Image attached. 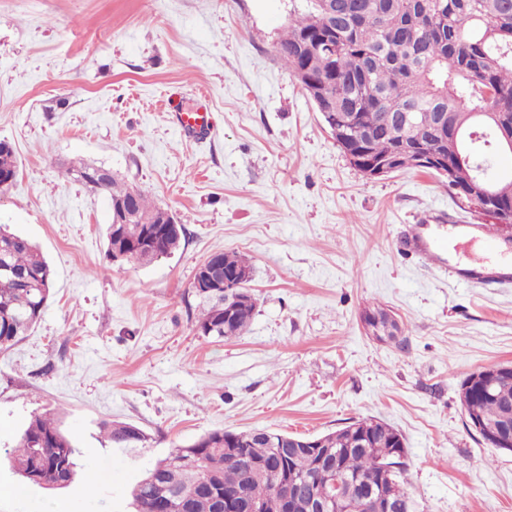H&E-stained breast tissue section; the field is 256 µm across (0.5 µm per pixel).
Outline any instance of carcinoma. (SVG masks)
I'll use <instances>...</instances> for the list:
<instances>
[{"label":"carcinoma","mask_w":512,"mask_h":512,"mask_svg":"<svg viewBox=\"0 0 512 512\" xmlns=\"http://www.w3.org/2000/svg\"><path fill=\"white\" fill-rule=\"evenodd\" d=\"M277 56L310 94L318 112L323 96L333 100L330 111L346 128L338 142L361 174L379 158L406 141L457 166L449 185L468 194L475 164L494 150L501 132L512 129V0H307V11L289 19L278 41ZM390 112L411 113L407 124L387 123ZM93 164L69 170L75 180L105 194L110 209L129 215V229H162L169 213L152 205L141 187L121 183L114 174L99 182L87 180ZM19 165L10 142L0 140V176L17 178ZM183 231L159 240L161 253L146 249L127 262L147 264L179 247ZM219 263L252 272L250 260L221 251ZM16 276L0 278V351L17 344L41 319L51 297V270L37 246L26 236L0 225V264ZM202 310L195 327L210 337L230 340L251 323L252 303L224 318V297L197 295ZM460 388L462 409L482 415L489 424H512V372L494 379L486 390L471 383ZM114 448H132L147 436L132 425L104 423ZM279 432L266 428L215 430L179 446L158 460L146 474L153 481L132 487L138 512H162L165 503L207 486L209 492L182 502V512H224V497H244L261 512H282L288 482L307 480L315 492H333L318 458L301 448L279 447ZM401 434L374 418L357 420L329 433L336 460V481L345 498V512H374L366 488L394 492L411 512L407 491L406 450L396 448ZM21 482L53 485L77 474L76 450L54 420L32 416L11 451ZM280 458L281 469L265 464Z\"/></svg>","instance_id":"cac0c4a2"}]
</instances>
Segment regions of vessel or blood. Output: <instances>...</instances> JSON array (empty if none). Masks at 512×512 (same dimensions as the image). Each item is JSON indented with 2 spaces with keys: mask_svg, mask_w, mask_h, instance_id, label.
Returning <instances> with one entry per match:
<instances>
[{
  "mask_svg": "<svg viewBox=\"0 0 512 512\" xmlns=\"http://www.w3.org/2000/svg\"><path fill=\"white\" fill-rule=\"evenodd\" d=\"M411 253L440 270L450 271L457 280L473 285L496 284L512 286V269L505 267L497 272H488L484 268H459L448 264L447 246L435 233L432 225H414L407 242Z\"/></svg>",
  "mask_w": 512,
  "mask_h": 512,
  "instance_id": "1",
  "label": "vessel or blood"
}]
</instances>
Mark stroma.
Returning a JSON list of instances; mask_svg holds the SVG:
<instances>
[{"label":"stroma","mask_w":512,"mask_h":512,"mask_svg":"<svg viewBox=\"0 0 512 512\" xmlns=\"http://www.w3.org/2000/svg\"><path fill=\"white\" fill-rule=\"evenodd\" d=\"M306 0H0V140L19 176L0 224L33 241L53 275L41 320L0 352V484L31 417L78 450L73 484L23 487L0 512H135L130 490L174 448L216 430L311 438L375 417L406 440L414 512H512V452L486 447L459 400L471 373L512 363V287H469L400 250L425 213L488 223L444 179H369L276 55ZM211 127L182 134L180 112ZM81 162L149 189L185 228L152 263L106 256L107 198ZM245 254L257 299L232 340L197 333L198 265ZM382 306L404 345L366 336ZM141 429L111 447L103 423ZM109 482L88 488L90 469Z\"/></svg>","instance_id":"1"}]
</instances>
